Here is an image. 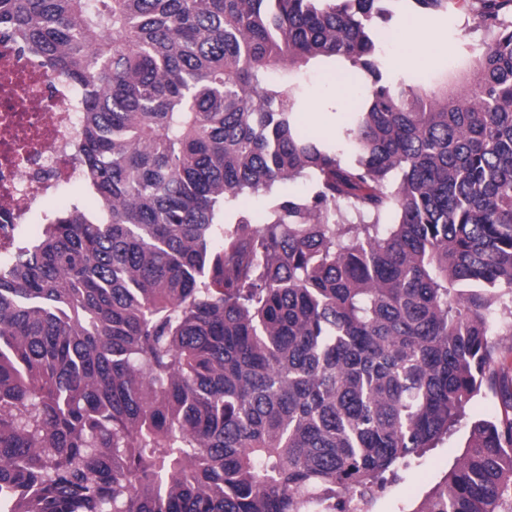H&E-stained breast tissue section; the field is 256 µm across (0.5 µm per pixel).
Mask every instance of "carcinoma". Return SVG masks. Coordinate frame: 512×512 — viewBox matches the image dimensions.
<instances>
[{
	"label": "carcinoma",
	"instance_id": "1",
	"mask_svg": "<svg viewBox=\"0 0 512 512\" xmlns=\"http://www.w3.org/2000/svg\"><path fill=\"white\" fill-rule=\"evenodd\" d=\"M401 1L487 36L455 82L384 79ZM510 14L0 0V32L85 91L98 199L0 268V512H349L483 389L512 409L490 341L512 336ZM318 66L361 90L349 161L297 124ZM242 195L263 223L226 220ZM511 489L506 412L411 512H512ZM230 209L234 213L246 211L254 223L261 224L265 217V200L257 196H242L230 206Z\"/></svg>",
	"mask_w": 512,
	"mask_h": 512
}]
</instances>
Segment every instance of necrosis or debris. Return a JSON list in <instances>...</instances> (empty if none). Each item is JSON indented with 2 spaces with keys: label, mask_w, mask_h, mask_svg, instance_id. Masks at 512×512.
I'll list each match as a JSON object with an SVG mask.
<instances>
[{
  "label": "necrosis or debris",
  "mask_w": 512,
  "mask_h": 512,
  "mask_svg": "<svg viewBox=\"0 0 512 512\" xmlns=\"http://www.w3.org/2000/svg\"><path fill=\"white\" fill-rule=\"evenodd\" d=\"M82 100L0 34V265L39 206L81 175Z\"/></svg>",
  "instance_id": "1"
}]
</instances>
